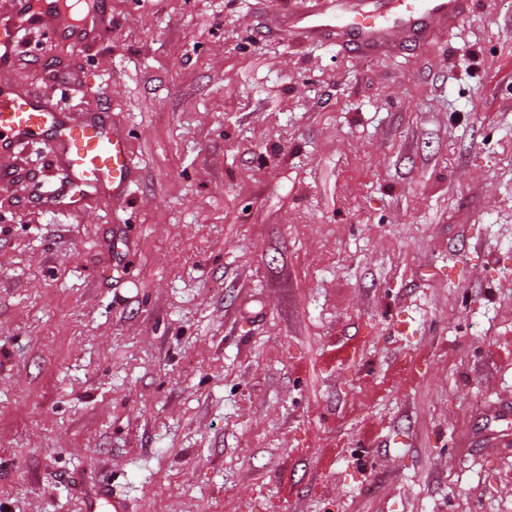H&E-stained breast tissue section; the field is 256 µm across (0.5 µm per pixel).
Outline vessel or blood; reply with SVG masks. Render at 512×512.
Segmentation results:
<instances>
[{
	"label": "vessel or blood",
	"instance_id": "obj_1",
	"mask_svg": "<svg viewBox=\"0 0 512 512\" xmlns=\"http://www.w3.org/2000/svg\"><path fill=\"white\" fill-rule=\"evenodd\" d=\"M475 0H313L284 9L276 35L300 42L327 40L362 58L394 56L406 46L449 33ZM80 48L101 45L112 31L107 0H10L0 11V71L11 69L26 32ZM45 146L64 175L38 194L44 207L77 212L92 202L126 199L138 175L129 134L119 123L58 110L36 90L0 82V155L28 144Z\"/></svg>",
	"mask_w": 512,
	"mask_h": 512
}]
</instances>
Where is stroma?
<instances>
[{"instance_id":"stroma-1","label":"stroma","mask_w":512,"mask_h":512,"mask_svg":"<svg viewBox=\"0 0 512 512\" xmlns=\"http://www.w3.org/2000/svg\"><path fill=\"white\" fill-rule=\"evenodd\" d=\"M109 8L0 73L139 169L58 214L0 157V512H512V0L395 59Z\"/></svg>"}]
</instances>
